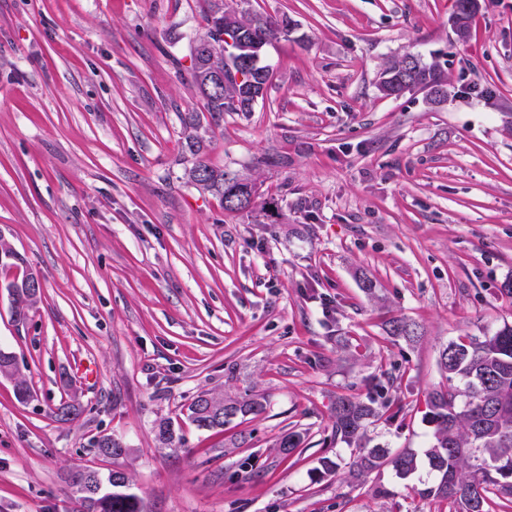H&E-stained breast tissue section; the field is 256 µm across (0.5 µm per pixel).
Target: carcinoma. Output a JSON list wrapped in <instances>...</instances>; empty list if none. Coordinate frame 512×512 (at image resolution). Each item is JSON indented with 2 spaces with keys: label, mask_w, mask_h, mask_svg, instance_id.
<instances>
[{
  "label": "carcinoma",
  "mask_w": 512,
  "mask_h": 512,
  "mask_svg": "<svg viewBox=\"0 0 512 512\" xmlns=\"http://www.w3.org/2000/svg\"><path fill=\"white\" fill-rule=\"evenodd\" d=\"M203 15L206 34L195 41L190 50L189 69L192 85L203 100V111L182 118L184 147L189 165L184 175L200 190L224 203V198L239 186V174L209 163L206 151L215 130L224 124V113L231 111L227 100L235 94L253 99L254 84L244 77L238 86L224 85L215 79V71L224 70V15L235 18L240 28L255 25L267 40L288 36L290 22L285 17L242 13L224 8V0H209ZM213 39V52L207 54L199 44ZM442 85L441 75L431 66L414 59L413 66L394 62L384 72L381 89L398 95L404 90L423 89L435 94ZM20 261L11 244L0 237V266L12 267ZM11 312L24 319L26 312L40 301L41 293L23 294L18 282L7 284ZM385 332L394 338L413 340L419 337L418 325L393 317L385 324ZM438 365L447 385L428 394L425 420L433 426L432 439L422 452L411 449L393 450L386 445L366 446L367 427L379 421L383 411L395 418L401 411L396 399L387 396L394 388V378L382 373L387 384L375 378L365 396L338 395L331 408L332 429L336 440L350 449L349 473L357 479L384 465L392 467L400 478H406L427 462L434 478L415 493L422 499L445 501L448 512H512V326L505 325L478 337L450 340L438 353ZM0 374L15 381L18 398L25 400L30 389L19 374L17 363L0 361ZM224 403V410L242 417L263 414L267 401L261 394L243 400L224 397L211 390L200 391L187 407L188 419L199 429L215 430L224 424L206 422L199 415L205 402ZM82 412L80 405L64 402L53 411L60 422L75 420ZM305 433L290 430L279 439L281 454L288 456L301 447ZM76 512H145L140 496L124 491L112 493L110 508L97 510L77 500Z\"/></svg>",
  "instance_id": "obj_1"
}]
</instances>
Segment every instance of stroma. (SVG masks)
<instances>
[{"instance_id":"35a3bbf8","label":"stroma","mask_w":512,"mask_h":512,"mask_svg":"<svg viewBox=\"0 0 512 512\" xmlns=\"http://www.w3.org/2000/svg\"><path fill=\"white\" fill-rule=\"evenodd\" d=\"M454 5L235 0L292 26L265 48L263 101L208 152L260 188L227 213L184 177L207 0H0V237L43 286L21 322L0 286V351L33 393L0 376V512H76L67 475L101 432L146 512H436L414 492L427 466L349 478L330 408L392 374L403 410L367 443L422 450L440 346L512 325V0H480L464 40ZM407 53L440 97L380 91ZM392 316L420 338L388 337ZM211 388L267 410L197 429ZM62 401L78 421H56ZM289 430L306 437L285 458Z\"/></svg>"}]
</instances>
